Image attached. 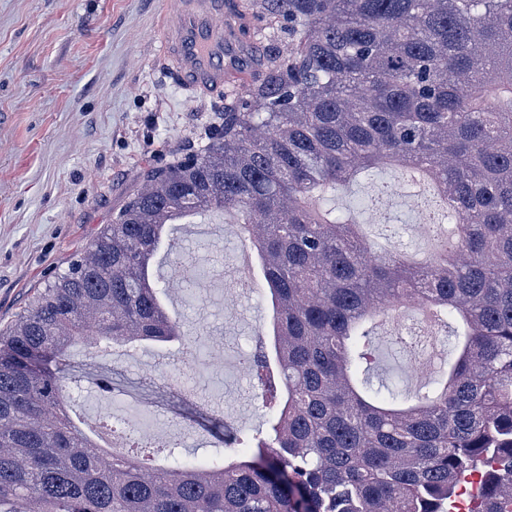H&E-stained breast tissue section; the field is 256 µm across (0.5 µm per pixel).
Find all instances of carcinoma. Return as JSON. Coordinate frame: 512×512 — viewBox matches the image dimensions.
<instances>
[{"mask_svg":"<svg viewBox=\"0 0 512 512\" xmlns=\"http://www.w3.org/2000/svg\"><path fill=\"white\" fill-rule=\"evenodd\" d=\"M292 42L224 95L208 142L144 167L141 186L66 271L0 331V512H512V0H244ZM418 170L450 250L376 261L336 208L358 175ZM230 216L273 309L248 372L268 427L169 463L104 449L41 364L82 346L178 344L153 273L186 219ZM406 299L454 337L417 391L371 375L377 322ZM250 454L236 457L237 449Z\"/></svg>","mask_w":512,"mask_h":512,"instance_id":"obj_1","label":"carcinoma"}]
</instances>
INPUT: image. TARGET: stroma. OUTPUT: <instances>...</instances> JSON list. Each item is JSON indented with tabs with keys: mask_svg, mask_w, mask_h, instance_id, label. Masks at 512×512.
I'll list each match as a JSON object with an SVG mask.
<instances>
[{
	"mask_svg": "<svg viewBox=\"0 0 512 512\" xmlns=\"http://www.w3.org/2000/svg\"><path fill=\"white\" fill-rule=\"evenodd\" d=\"M175 0H0V327L96 238L127 203L140 169L184 158L224 106L178 90L164 72L156 21ZM241 55L254 60L288 31L241 18ZM391 211L397 244L423 258L427 237L415 196ZM246 244L223 218L181 225L178 288L166 305L202 338L184 369L158 349L91 355L65 370L86 426L132 424L180 453L215 451V422L264 428L259 390L242 362L272 309L235 272ZM378 330V373L400 370L408 387L428 377L408 348ZM107 379L109 390L96 386Z\"/></svg>",
	"mask_w": 512,
	"mask_h": 512,
	"instance_id": "obj_1",
	"label": "stroma"
}]
</instances>
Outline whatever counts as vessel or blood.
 <instances>
[{
    "mask_svg": "<svg viewBox=\"0 0 512 512\" xmlns=\"http://www.w3.org/2000/svg\"><path fill=\"white\" fill-rule=\"evenodd\" d=\"M158 27L172 84L184 91L222 94L225 74L242 63L234 50L239 18L224 0H178L175 17L161 15Z\"/></svg>",
    "mask_w": 512,
    "mask_h": 512,
    "instance_id": "1",
    "label": "vessel or blood"
}]
</instances>
